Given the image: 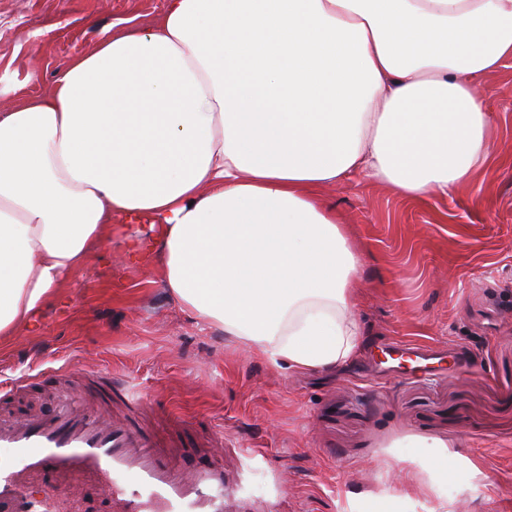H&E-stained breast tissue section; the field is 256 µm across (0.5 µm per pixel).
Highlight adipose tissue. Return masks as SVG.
I'll list each match as a JSON object with an SVG mask.
<instances>
[{"label": "adipose tissue", "instance_id": "ef3b65f1", "mask_svg": "<svg viewBox=\"0 0 512 512\" xmlns=\"http://www.w3.org/2000/svg\"><path fill=\"white\" fill-rule=\"evenodd\" d=\"M512 0H165L0 112V341L116 245L197 319L297 372L362 349L359 258L321 188L442 196L495 156L474 82Z\"/></svg>", "mask_w": 512, "mask_h": 512}]
</instances>
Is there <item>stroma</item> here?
Listing matches in <instances>:
<instances>
[{
	"mask_svg": "<svg viewBox=\"0 0 512 512\" xmlns=\"http://www.w3.org/2000/svg\"><path fill=\"white\" fill-rule=\"evenodd\" d=\"M162 8L0 0V110L48 93L113 23L148 27ZM475 85L497 121L482 200L461 189L409 201L360 174L321 191L360 259L357 315L371 332L345 372L298 375L256 355L107 242L37 314V335L0 344V413L48 411L62 369L109 370L151 393L158 417L223 431L238 512H512V61ZM396 339L439 354L410 374L382 369ZM403 438L446 440L456 467L406 472L392 449ZM409 483L421 492L404 494ZM30 491L62 512H102L93 483Z\"/></svg>",
	"mask_w": 512,
	"mask_h": 512,
	"instance_id": "obj_1",
	"label": "stroma"
}]
</instances>
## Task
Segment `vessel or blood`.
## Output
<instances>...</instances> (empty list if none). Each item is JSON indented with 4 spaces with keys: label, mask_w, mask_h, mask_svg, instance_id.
Segmentation results:
<instances>
[{
    "label": "vessel or blood",
    "mask_w": 512,
    "mask_h": 512,
    "mask_svg": "<svg viewBox=\"0 0 512 512\" xmlns=\"http://www.w3.org/2000/svg\"><path fill=\"white\" fill-rule=\"evenodd\" d=\"M88 381L119 404L112 417L62 403L0 419V512H57L52 497L30 494L37 481L104 484L109 512H228L234 491L223 465L184 470L190 449L179 440L164 444L142 421L152 407L148 393L129 394L108 371Z\"/></svg>",
    "instance_id": "1"
}]
</instances>
